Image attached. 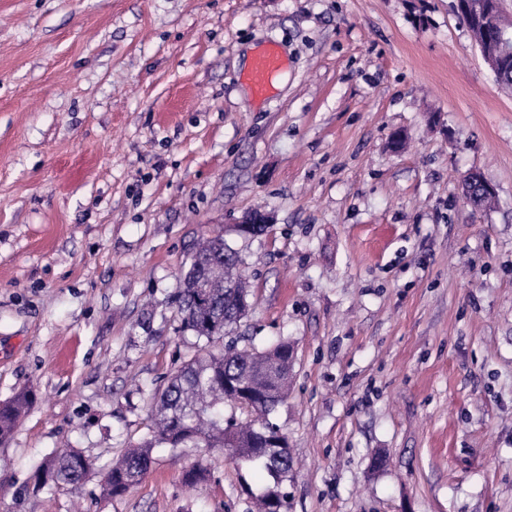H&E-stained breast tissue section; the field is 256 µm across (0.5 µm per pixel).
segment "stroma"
<instances>
[{
	"label": "stroma",
	"mask_w": 512,
	"mask_h": 512,
	"mask_svg": "<svg viewBox=\"0 0 512 512\" xmlns=\"http://www.w3.org/2000/svg\"><path fill=\"white\" fill-rule=\"evenodd\" d=\"M270 41L262 101L240 55ZM218 228L251 291L229 340L293 350L283 512H512V89L455 0H0V403L36 395L0 512H249L267 481L221 448L101 492L197 351L175 296ZM58 448L95 462L78 489L34 482ZM285 64V57L277 43L268 42L258 49L245 73V79L256 97L268 99L275 94Z\"/></svg>",
	"instance_id": "35a3bbf8"
}]
</instances>
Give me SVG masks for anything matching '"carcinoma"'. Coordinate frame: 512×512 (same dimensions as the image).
<instances>
[{
    "instance_id": "obj_1",
    "label": "carcinoma",
    "mask_w": 512,
    "mask_h": 512,
    "mask_svg": "<svg viewBox=\"0 0 512 512\" xmlns=\"http://www.w3.org/2000/svg\"><path fill=\"white\" fill-rule=\"evenodd\" d=\"M237 252L218 230L193 244L178 306L182 325L202 342L200 352L186 361L167 385L155 392L152 427L137 445L103 469L101 489L121 496L139 484L152 464L159 443L177 448L188 443L224 448L267 473L273 485L254 496L257 512H282L280 485L293 469V459L281 446L287 438L266 416L288 395L292 350L280 339L259 350L228 347L211 350L227 326L240 321L250 307L249 289L238 272ZM33 400L29 390L0 404V440L10 435ZM250 416L238 423L224 420V404ZM91 459L65 448L47 456L34 472L38 485L75 488L93 468Z\"/></svg>"
}]
</instances>
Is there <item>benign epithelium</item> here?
Instances as JSON below:
<instances>
[{
  "label": "benign epithelium",
  "instance_id": "1",
  "mask_svg": "<svg viewBox=\"0 0 512 512\" xmlns=\"http://www.w3.org/2000/svg\"><path fill=\"white\" fill-rule=\"evenodd\" d=\"M457 13L468 26L472 37H477V30H496L498 41L477 44L481 56L493 75H498L512 64V30L505 27L500 0H456ZM480 187L488 193L494 188L479 172L468 173L462 182V192L468 202H473L471 190Z\"/></svg>",
  "mask_w": 512,
  "mask_h": 512
}]
</instances>
